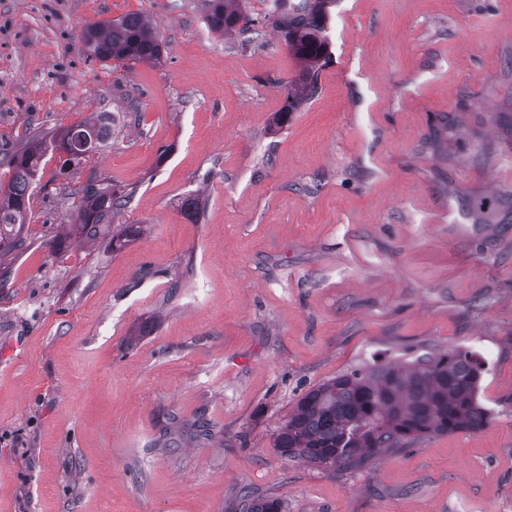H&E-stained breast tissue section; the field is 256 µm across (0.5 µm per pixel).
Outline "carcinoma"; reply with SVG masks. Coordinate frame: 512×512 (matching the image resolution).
<instances>
[{
	"label": "carcinoma",
	"instance_id": "cac0c4a2",
	"mask_svg": "<svg viewBox=\"0 0 512 512\" xmlns=\"http://www.w3.org/2000/svg\"><path fill=\"white\" fill-rule=\"evenodd\" d=\"M236 0H211L207 23L211 30L242 35L258 32L255 21L241 16ZM330 0H299L277 19L293 56L301 63L300 77L289 84L284 112L293 111L315 93V72L327 54L321 19ZM83 41L99 61H157L162 43L153 28L137 15L88 23ZM115 120L101 112L92 123L60 130L52 142L89 141L94 148L108 140ZM47 147L38 143L9 160L11 178L0 192V251L23 245L29 198L40 180ZM76 223L70 236L93 239L112 224V217L129 201L109 186L88 182L74 191ZM483 363L462 349L450 348L412 359L388 360L354 369L309 390L278 430L274 448L290 459H301L327 470L365 468L384 450L399 452L422 439L477 431L490 422L481 402ZM242 512H281V501L241 491Z\"/></svg>",
	"mask_w": 512,
	"mask_h": 512
}]
</instances>
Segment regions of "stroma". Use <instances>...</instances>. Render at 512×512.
<instances>
[{
    "mask_svg": "<svg viewBox=\"0 0 512 512\" xmlns=\"http://www.w3.org/2000/svg\"><path fill=\"white\" fill-rule=\"evenodd\" d=\"M270 2L242 0L246 43L208 0H0L1 185L60 129L140 117L46 157L0 255V512H512V0H333L288 114ZM133 13L160 61L90 58L85 24ZM90 179L131 196L119 250L64 237ZM451 347L487 361L485 428L346 473L275 449L325 380ZM210 11L207 15V23L211 30L222 34L238 32L241 35L257 33L256 20H246L234 6L236 0H211ZM244 22L239 28L238 26ZM240 499L242 504V512H280L281 501L276 498L262 499L254 497L247 488L241 491Z\"/></svg>",
    "mask_w": 512,
    "mask_h": 512,
    "instance_id": "stroma-1",
    "label": "stroma"
}]
</instances>
